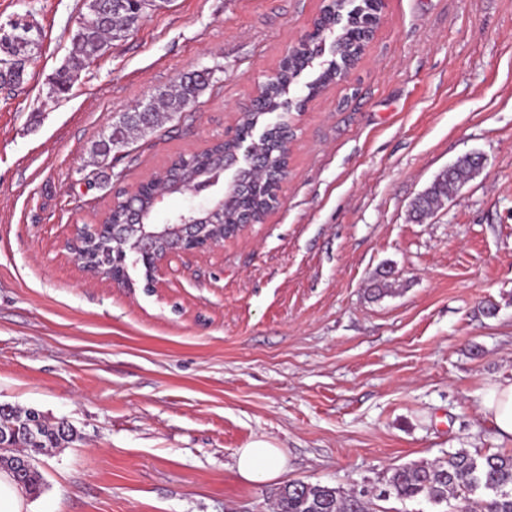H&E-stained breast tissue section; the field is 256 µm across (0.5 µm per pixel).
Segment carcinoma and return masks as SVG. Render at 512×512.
<instances>
[{
  "label": "carcinoma",
  "mask_w": 512,
  "mask_h": 512,
  "mask_svg": "<svg viewBox=\"0 0 512 512\" xmlns=\"http://www.w3.org/2000/svg\"><path fill=\"white\" fill-rule=\"evenodd\" d=\"M373 15L375 5L372 0H360L354 9L347 8L346 0H334V3L325 5L314 21V31L308 35L307 43L292 57L288 68L268 78L264 108L277 107L289 95L296 75L319 56L323 39L332 34L336 35V64L320 71L308 94H317L339 81L338 72L361 58L367 44L363 33ZM141 19L142 16L131 8L129 14L112 18L107 26L92 24L77 28L73 37V52L57 73L52 90L58 94L68 92L79 72L89 68L103 54L107 37H112L114 41L123 40ZM31 51L30 47L23 48L11 40L0 38V85L20 84V74L25 71V66L18 65L16 57L28 55ZM208 85L209 81L194 79L189 73L182 76L171 90L156 97V101L151 103L152 111L122 114L96 142L95 153L108 160L112 152H120L128 147L134 135L154 130L162 125V120L180 113ZM237 146L238 139L235 137L218 141L201 151L192 166L178 158L170 164L167 176L174 182L184 181L205 167L211 178L220 181L223 177L220 163ZM259 150L268 170L274 172L287 164L288 148L280 134H270L259 143ZM480 169V164L474 158L467 155L458 158L450 165V171H441L425 192L414 200L413 214L421 217L440 207ZM272 201L270 188L261 186L253 189L249 204L256 222L263 220ZM213 220L219 224L237 223V201L226 203L223 211L216 212ZM82 244L99 259L112 261V243L105 236L87 237ZM1 429L7 432L11 450L0 452V469L9 471L15 481L26 487L29 496H39L42 483L32 461L48 448H60L71 442L74 432L64 437L58 426L48 423L40 413L31 409L18 410L9 405L0 409ZM16 448L23 449L24 455L31 461V465L25 469L16 468ZM384 487L389 490L390 496L402 501L422 497L441 504L454 499L458 501L454 512H512V452L481 453L460 448L432 462L409 463L392 469ZM276 512H369V501L351 490L297 482L286 485L280 491Z\"/></svg>",
  "instance_id": "1"
}]
</instances>
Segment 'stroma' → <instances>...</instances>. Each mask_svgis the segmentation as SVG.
Segmentation results:
<instances>
[{
	"label": "stroma",
	"instance_id": "35a3bbf8",
	"mask_svg": "<svg viewBox=\"0 0 512 512\" xmlns=\"http://www.w3.org/2000/svg\"><path fill=\"white\" fill-rule=\"evenodd\" d=\"M323 5L166 0L58 96L85 0H0V26L42 33L0 87V405L78 434L39 456L27 512H275L294 481L372 488L458 448L512 451L480 408L512 379V0H385L349 77L296 117L279 207L174 258L159 288L87 277L64 248L117 188L231 136ZM201 69L186 117L116 165L95 156L119 115ZM471 152L480 174L412 219ZM259 440L288 463L255 485L234 453Z\"/></svg>",
	"mask_w": 512,
	"mask_h": 512
}]
</instances>
